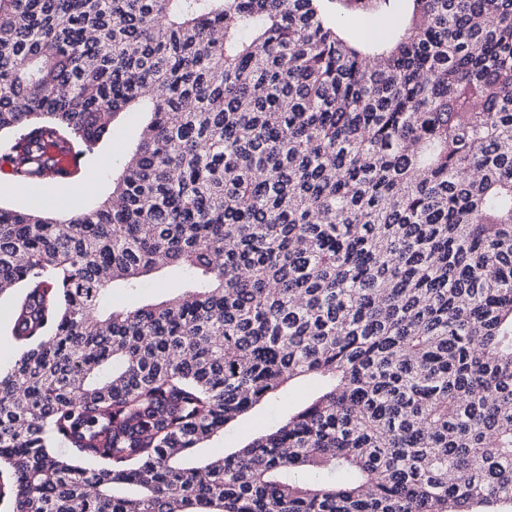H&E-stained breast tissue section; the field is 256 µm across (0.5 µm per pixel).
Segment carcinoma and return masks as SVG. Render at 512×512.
Segmentation results:
<instances>
[{
	"mask_svg": "<svg viewBox=\"0 0 512 512\" xmlns=\"http://www.w3.org/2000/svg\"><path fill=\"white\" fill-rule=\"evenodd\" d=\"M407 2L360 41L326 0H0L14 179L150 114L96 207L0 206L12 512H512V0ZM187 284L188 278L185 276L162 271L148 279L141 288L134 291L125 288H114L112 296L108 299V305L114 308H124L157 303L166 296L177 292L178 288H184ZM10 305L11 302L8 299L2 298L0 301V365L2 364L3 367L11 366L20 353L8 339V311ZM313 384L305 383L289 391L282 398L273 399L261 404L250 413L240 418L234 425L224 431V438L212 442L209 448L198 451L196 460L207 458L211 453H224V448L232 451L243 446L254 437L258 436L268 427L275 424L283 415L288 413V408L301 403L312 391Z\"/></svg>",
	"mask_w": 512,
	"mask_h": 512,
	"instance_id": "1",
	"label": "carcinoma"
}]
</instances>
